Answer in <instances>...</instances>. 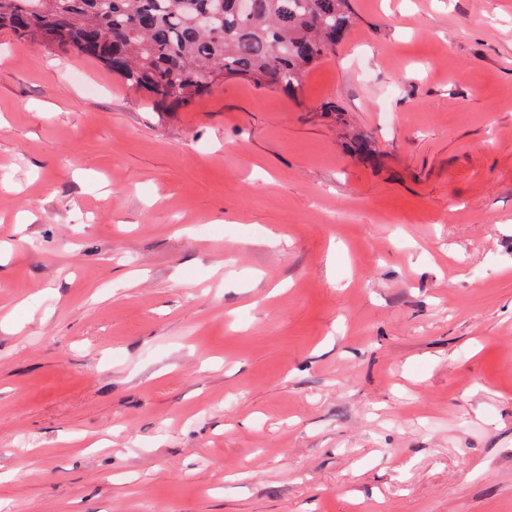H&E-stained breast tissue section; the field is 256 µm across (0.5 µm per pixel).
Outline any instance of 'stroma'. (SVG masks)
I'll return each mask as SVG.
<instances>
[{"label":"stroma","mask_w":512,"mask_h":512,"mask_svg":"<svg viewBox=\"0 0 512 512\" xmlns=\"http://www.w3.org/2000/svg\"><path fill=\"white\" fill-rule=\"evenodd\" d=\"M351 5L188 105L0 30L5 512H512V0Z\"/></svg>","instance_id":"obj_1"}]
</instances>
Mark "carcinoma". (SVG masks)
Segmentation results:
<instances>
[{
  "instance_id": "1",
  "label": "carcinoma",
  "mask_w": 512,
  "mask_h": 512,
  "mask_svg": "<svg viewBox=\"0 0 512 512\" xmlns=\"http://www.w3.org/2000/svg\"><path fill=\"white\" fill-rule=\"evenodd\" d=\"M350 0H0V28L101 61L126 84L188 104L239 78L292 90L352 28Z\"/></svg>"
}]
</instances>
